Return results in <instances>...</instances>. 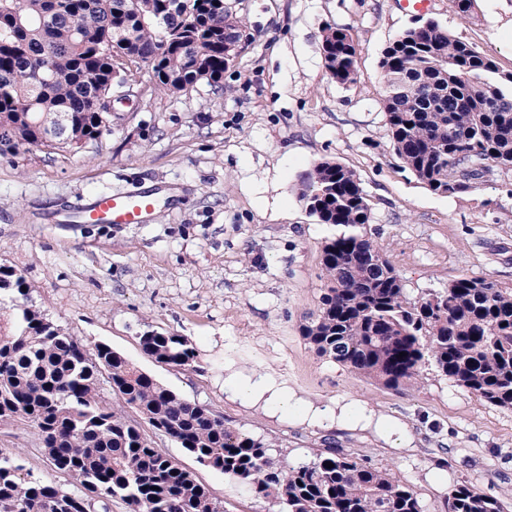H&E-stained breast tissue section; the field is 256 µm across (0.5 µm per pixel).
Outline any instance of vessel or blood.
Masks as SVG:
<instances>
[{
    "instance_id": "vessel-or-blood-1",
    "label": "vessel or blood",
    "mask_w": 512,
    "mask_h": 512,
    "mask_svg": "<svg viewBox=\"0 0 512 512\" xmlns=\"http://www.w3.org/2000/svg\"><path fill=\"white\" fill-rule=\"evenodd\" d=\"M176 200L175 187H156L135 194H98L84 206L61 216L67 224H146L159 198Z\"/></svg>"
}]
</instances>
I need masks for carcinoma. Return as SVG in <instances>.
Instances as JSON below:
<instances>
[{"label":"carcinoma","instance_id":"carcinoma-1","mask_svg":"<svg viewBox=\"0 0 512 512\" xmlns=\"http://www.w3.org/2000/svg\"><path fill=\"white\" fill-rule=\"evenodd\" d=\"M242 25L228 0H0V155L77 149L110 131L100 99L134 67L150 69L170 93L219 86L231 56L224 29ZM321 52L331 79L355 80L349 29L326 25ZM379 66L394 153L431 191H468L475 166L489 160L512 171V72L429 18L390 42ZM298 195L320 223L341 229L323 245L326 288L301 327L315 352L393 389L418 383L432 364L480 400L512 410V288L464 276L412 301L365 231L371 210L353 170L321 161L301 176ZM0 289L19 310L0 306V423L33 428L53 468L85 490L77 496L28 480L0 453V512H87L93 501L106 512L115 498L130 512H221L193 473L152 444L145 423L271 512H422L396 474L353 456L274 460L271 443L226 426L109 345L86 349L25 306L29 286L5 266ZM140 345L161 365L194 362L176 334L148 331ZM104 374L113 404L99 393ZM448 512L505 509L462 482L448 491Z\"/></svg>","mask_w":512,"mask_h":512}]
</instances>
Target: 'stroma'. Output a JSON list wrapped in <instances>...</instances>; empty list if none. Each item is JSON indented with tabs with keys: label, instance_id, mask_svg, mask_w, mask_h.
<instances>
[{
	"label": "stroma",
	"instance_id": "stroma-1",
	"mask_svg": "<svg viewBox=\"0 0 512 512\" xmlns=\"http://www.w3.org/2000/svg\"><path fill=\"white\" fill-rule=\"evenodd\" d=\"M254 43L225 70L171 94L151 70L131 73L134 93L112 103V129L76 150L36 148L0 157V265L22 274L28 305L86 348L105 343L227 425L273 443L275 459H313L328 448L395 471L423 512H447L466 481L512 512V410L479 400L435 367L418 385L389 389L318 355L300 326L325 285L321 255L335 227L297 194L301 174L331 160L354 170L371 208L366 230L401 276L409 298L461 276L512 286V172L493 171L464 194L431 191L393 152L383 110V48L413 16L398 0H231ZM452 35L512 72V0H477L466 19L450 0L429 11ZM349 28L354 82L326 73L325 25ZM174 184L149 223L56 224L49 214L101 191ZM183 336L192 368L144 354L148 331ZM256 370L305 402L362 405L395 419L401 442L362 426H313L296 413L232 397L227 380ZM154 445L193 472L224 512H268L243 485L200 465L172 439ZM31 478L62 490L25 423L0 425V453Z\"/></svg>",
	"mask_w": 512,
	"mask_h": 512
}]
</instances>
